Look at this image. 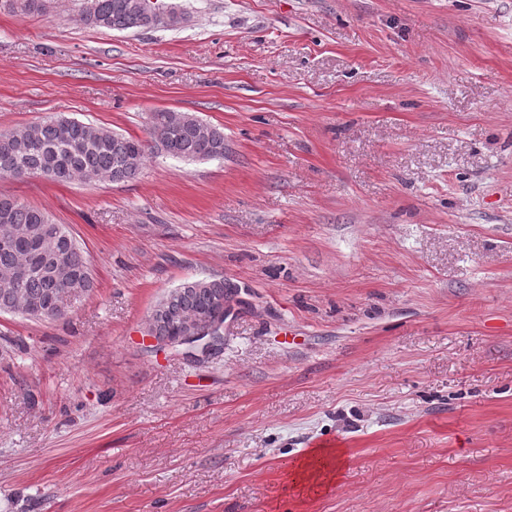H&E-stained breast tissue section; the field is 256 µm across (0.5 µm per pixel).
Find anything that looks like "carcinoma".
<instances>
[{
  "mask_svg": "<svg viewBox=\"0 0 512 512\" xmlns=\"http://www.w3.org/2000/svg\"><path fill=\"white\" fill-rule=\"evenodd\" d=\"M82 7L81 19L94 27L116 31L152 27L136 11V0H93ZM149 141L67 117L0 130V177L16 179L37 173L56 183L128 182L136 179L149 154L182 161L224 158V130L188 112L157 110L148 116ZM17 234L16 245L0 243V313L28 320L64 317L60 306L72 296L91 294L95 280L83 250L64 224L47 212L0 195V236ZM224 279L201 278L184 289L180 283L159 300L162 318L146 319L152 336H176L181 326L201 315L221 311Z\"/></svg>",
  "mask_w": 512,
  "mask_h": 512,
  "instance_id": "cac0c4a2",
  "label": "carcinoma"
}]
</instances>
